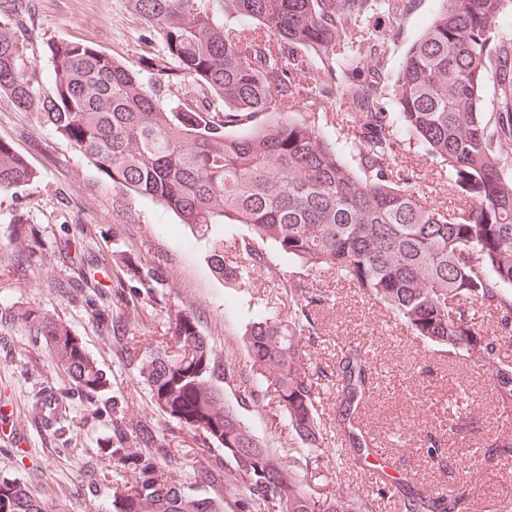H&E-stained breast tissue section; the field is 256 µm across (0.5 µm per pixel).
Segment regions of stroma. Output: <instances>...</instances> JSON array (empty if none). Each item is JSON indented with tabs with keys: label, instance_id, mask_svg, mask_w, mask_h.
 Masks as SVG:
<instances>
[{
	"label": "stroma",
	"instance_id": "stroma-1",
	"mask_svg": "<svg viewBox=\"0 0 512 512\" xmlns=\"http://www.w3.org/2000/svg\"><path fill=\"white\" fill-rule=\"evenodd\" d=\"M25 24L27 55L35 64L40 91L50 87L53 67L47 45L79 42L115 59L141 66L163 56L161 40L129 8L128 0H29ZM438 0H407L398 17L372 15L371 31L384 40L389 68H398L406 49L430 22ZM8 141L36 171L37 179L16 193H0V427L25 428L17 446L0 439V479L19 478L45 503L47 512H112V495L130 486L133 473L112 459V422L149 420L172 447L188 451L186 464L166 467L172 481L193 484L209 460L193 455L196 438L158 412L151 395L126 359L125 343L158 344L167 336V309H187L221 359L246 372L242 335L271 275L288 273L287 258L268 250L270 271L253 286L235 288L217 279L209 266L211 239L180 225L160 204L120 196L90 159L30 113L0 99V140ZM32 227L46 263L29 265L14 229ZM80 250L98 264L94 287L65 256ZM131 257L153 267L163 286L153 302L140 304L137 322L116 342L111 321L100 309L122 311L135 295L131 277L114 278L116 258ZM337 303L318 316L321 337L313 358L331 364L341 348L368 354L374 377L365 432L378 453L337 470L335 455L322 468L340 471V484L380 491V512H394L379 467L413 492L472 484L462 512H500L512 502V469L489 457L491 444L512 433V417L494 408V389L482 371L464 360L449 361L442 348L410 335L383 307L341 281L319 280ZM35 309L67 326L98 369L101 386L84 392L65 363L35 326L14 323L17 311ZM54 389L62 410L60 429L35 421L30 404ZM438 440L443 467L431 465L426 450Z\"/></svg>",
	"mask_w": 512,
	"mask_h": 512
}]
</instances>
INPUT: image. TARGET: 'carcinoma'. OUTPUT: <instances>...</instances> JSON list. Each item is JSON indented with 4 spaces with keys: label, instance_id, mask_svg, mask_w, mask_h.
<instances>
[{
    "label": "carcinoma",
    "instance_id": "1",
    "mask_svg": "<svg viewBox=\"0 0 512 512\" xmlns=\"http://www.w3.org/2000/svg\"><path fill=\"white\" fill-rule=\"evenodd\" d=\"M162 41L165 54L147 62L148 77L80 43H48L51 89L36 92L35 69L17 32L25 0L0 9V99L30 112L91 159L124 194L163 204L202 235L224 224L248 234L224 256L211 245L213 274L249 288L267 267L271 246L292 265L243 334L249 371L219 362L195 317L169 316L166 341L127 349L128 364L157 408L198 433V454L215 447L224 463L198 474L223 493L197 494L159 474L158 463L179 449L147 420L130 428L112 422L114 461L136 471L134 484L112 499V512H226L243 496L250 512H375L363 492L327 491L319 465L329 447L324 391L344 447L363 459L372 441L354 427L370 399L367 353L340 351L334 364L312 361L317 316L329 294L311 277L343 279L383 305L427 342L482 367L497 406L512 410V364L497 353L512 346V0H439L400 67L386 66L384 43L354 46L369 12L395 13L398 0H129ZM190 79L205 91L195 104L170 103L163 79ZM344 79L350 107L295 111L314 85ZM496 80L501 99L484 111L483 89ZM393 105L381 106L383 96ZM352 148L346 160L328 129ZM412 151L431 160L458 204L444 209L418 191L403 165ZM36 173L0 140V192L19 190ZM134 277L142 299L159 286L154 269ZM495 318L484 332L475 314ZM41 335L65 359L76 382L92 392L99 375L71 333L35 311ZM265 385L274 426L286 423L291 445L308 454L289 461L274 452L224 400L238 387V407ZM135 433L143 454L125 447ZM468 485L448 495L420 487L400 497L401 512H461ZM0 512H45L18 479L0 482Z\"/></svg>",
    "mask_w": 512,
    "mask_h": 512
}]
</instances>
